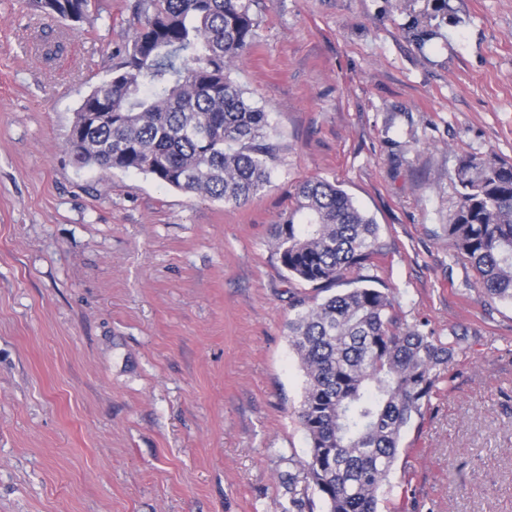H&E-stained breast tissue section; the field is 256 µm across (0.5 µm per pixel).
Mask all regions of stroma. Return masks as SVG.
Listing matches in <instances>:
<instances>
[{
	"instance_id": "35a3bbf8",
	"label": "stroma",
	"mask_w": 512,
	"mask_h": 512,
	"mask_svg": "<svg viewBox=\"0 0 512 512\" xmlns=\"http://www.w3.org/2000/svg\"><path fill=\"white\" fill-rule=\"evenodd\" d=\"M103 3L51 24L0 0V512H324L288 481L309 451L288 321L326 292L271 245L315 177L378 225L366 274L400 321L465 336L379 512H512V303L447 236L460 162L512 163V0H254L232 76L282 150L239 206L67 151L137 26L138 0Z\"/></svg>"
}]
</instances>
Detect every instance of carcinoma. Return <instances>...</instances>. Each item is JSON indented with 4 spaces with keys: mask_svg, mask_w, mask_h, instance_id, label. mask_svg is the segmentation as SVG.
Returning <instances> with one entry per match:
<instances>
[{
    "mask_svg": "<svg viewBox=\"0 0 512 512\" xmlns=\"http://www.w3.org/2000/svg\"><path fill=\"white\" fill-rule=\"evenodd\" d=\"M86 0H34L67 20ZM124 61L87 95L112 106V121L87 125L67 150L83 166L139 172L192 196L244 204L271 183L280 145L269 113L252 104L231 68L255 45L250 0H141ZM460 203L448 245L465 258L485 294L512 302V164L469 158L454 174ZM378 225L343 189L313 178L273 225L283 268L329 288L381 252ZM288 338L305 377L299 412L309 452L299 461L327 512H378L379 492L401 433L430 401L461 350L418 326L401 327L389 293L361 286L298 311Z\"/></svg>",
    "mask_w": 512,
    "mask_h": 512,
    "instance_id": "obj_1",
    "label": "carcinoma"
}]
</instances>
